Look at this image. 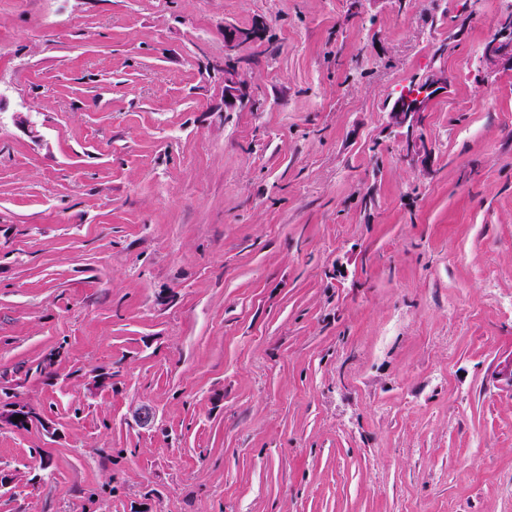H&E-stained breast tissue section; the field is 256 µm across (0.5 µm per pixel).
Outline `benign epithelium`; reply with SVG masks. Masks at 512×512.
Returning <instances> with one entry per match:
<instances>
[{"label": "benign epithelium", "instance_id": "obj_1", "mask_svg": "<svg viewBox=\"0 0 512 512\" xmlns=\"http://www.w3.org/2000/svg\"><path fill=\"white\" fill-rule=\"evenodd\" d=\"M260 38L255 29L224 28V111L232 112L237 106L250 99V84L236 65L238 53L247 45ZM481 61L491 71H512V19L500 20L493 37L481 52ZM448 90V71L443 67L435 68L421 80L411 84L393 103L388 112V126L401 135L403 156L406 160L424 165L428 162L430 151L422 133L424 114L429 102L437 95ZM22 416L15 422L13 418ZM43 417L29 412L21 402L13 403L7 412H0V424L12 427H26Z\"/></svg>", "mask_w": 512, "mask_h": 512}]
</instances>
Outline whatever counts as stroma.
<instances>
[{
  "label": "stroma",
  "mask_w": 512,
  "mask_h": 512,
  "mask_svg": "<svg viewBox=\"0 0 512 512\" xmlns=\"http://www.w3.org/2000/svg\"><path fill=\"white\" fill-rule=\"evenodd\" d=\"M350 3L0 0V512H512V0ZM481 61L491 71H512V22L507 16L500 20L493 37L483 47ZM260 38L255 29H224V109L232 112L237 106L246 103L250 95V84L236 65L238 53L247 45ZM448 90V71L438 67L421 80L413 81L393 103L388 112V126L401 135L403 156L406 160L425 165L430 151L422 133L424 114L429 102ZM28 412L29 409L28 407L25 406V404L21 402H15L9 407L6 413H2V411H0V425H2L3 422H5L6 424L12 427L20 428L26 427L29 424L33 423L34 421H43L42 416ZM18 415H23V418L21 420H18V422H14L13 418Z\"/></svg>",
  "instance_id": "stroma-1"
}]
</instances>
